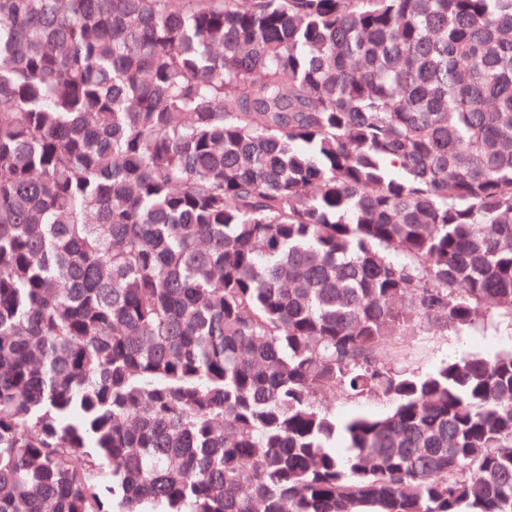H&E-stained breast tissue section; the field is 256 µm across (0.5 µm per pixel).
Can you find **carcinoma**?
Segmentation results:
<instances>
[{
	"label": "carcinoma",
	"instance_id": "carcinoma-1",
	"mask_svg": "<svg viewBox=\"0 0 512 512\" xmlns=\"http://www.w3.org/2000/svg\"><path fill=\"white\" fill-rule=\"evenodd\" d=\"M497 317L512 0H0V512H512ZM398 343L405 354L404 364L426 373L446 359L471 353L493 357L512 347V324L507 320H481L463 329L448 328L441 336L416 332L402 336ZM322 399L324 404L330 406L336 413V419L339 422L360 414H380L388 409V404L379 400L342 397L337 389L328 391L322 395Z\"/></svg>",
	"mask_w": 512,
	"mask_h": 512
}]
</instances>
